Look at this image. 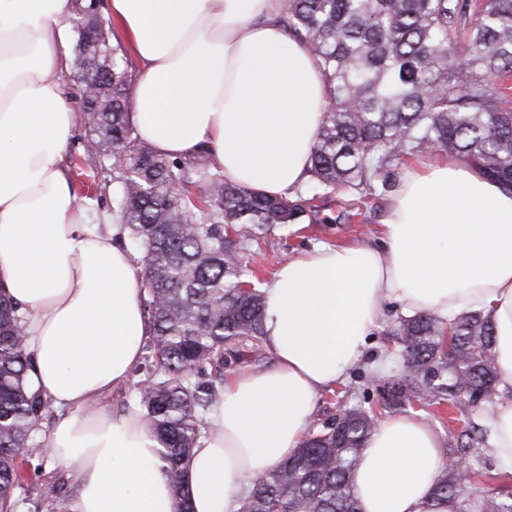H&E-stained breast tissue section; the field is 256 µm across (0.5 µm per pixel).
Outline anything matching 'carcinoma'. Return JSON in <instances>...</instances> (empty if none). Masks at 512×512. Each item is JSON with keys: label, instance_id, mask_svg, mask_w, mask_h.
Returning <instances> with one entry per match:
<instances>
[{"label": "carcinoma", "instance_id": "obj_1", "mask_svg": "<svg viewBox=\"0 0 512 512\" xmlns=\"http://www.w3.org/2000/svg\"><path fill=\"white\" fill-rule=\"evenodd\" d=\"M279 22L308 45L327 82V105L311 156L317 192L374 193V179L406 158L450 152L512 185V0H284ZM75 80L104 91L108 105L84 112L83 173L112 188L123 243L143 267L139 287L150 324L142 378L129 400L144 412L182 499L183 462L219 404L224 376L264 358L263 295L235 263L244 246L298 224L309 199L260 196L224 180L200 155L171 159L138 138L129 121L132 62L112 27L87 31L71 16ZM404 363L386 404L448 393L474 409L497 396L495 331L480 312L448 322L399 316L387 329ZM453 336L451 352L444 338ZM32 357L15 307L0 294V512H20L17 458L46 460L33 424L50 404L25 386ZM376 423L372 411L345 404L338 425L323 422L279 465L247 482L239 512H358L352 474ZM489 426L468 418L461 436L485 445ZM460 474L444 468L435 495L457 512H512V490L458 495ZM61 482L42 486L52 506Z\"/></svg>", "mask_w": 512, "mask_h": 512}]
</instances>
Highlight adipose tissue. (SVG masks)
<instances>
[{
  "label": "adipose tissue",
  "instance_id": "1",
  "mask_svg": "<svg viewBox=\"0 0 512 512\" xmlns=\"http://www.w3.org/2000/svg\"><path fill=\"white\" fill-rule=\"evenodd\" d=\"M283 0H108L140 64L130 122L167 157L206 153L250 191L305 181L326 106L310 50L278 21ZM72 0H0V287L33 358L27 388L51 402L48 456L73 467L65 512H176L142 412L112 408L150 332L142 267L78 202L65 150L80 122L62 77L75 60ZM273 363L224 379L184 468L192 512H239L248 479L299 448L323 392L368 356L388 306L495 326L505 397L488 413L512 466V189L455 160L404 169L382 242L318 245L265 286ZM441 441L412 416L379 420L352 474L360 512H456L435 499Z\"/></svg>",
  "mask_w": 512,
  "mask_h": 512
}]
</instances>
